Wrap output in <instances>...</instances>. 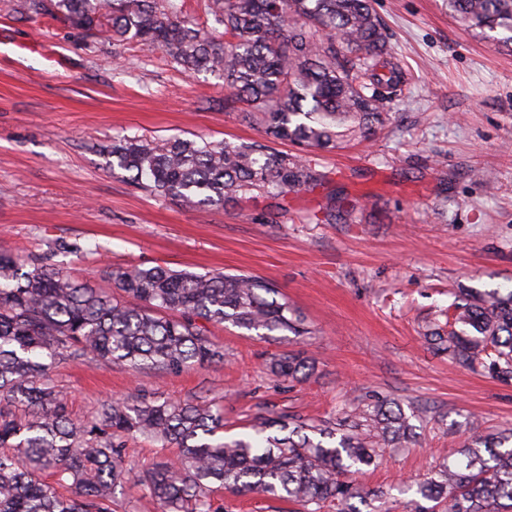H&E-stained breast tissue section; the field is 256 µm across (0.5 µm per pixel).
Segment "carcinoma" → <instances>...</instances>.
<instances>
[{"label": "carcinoma", "mask_w": 512, "mask_h": 512, "mask_svg": "<svg viewBox=\"0 0 512 512\" xmlns=\"http://www.w3.org/2000/svg\"><path fill=\"white\" fill-rule=\"evenodd\" d=\"M444 4L467 29L498 33L496 42L512 52V0ZM20 7L93 36L161 48L186 72L221 75L224 109L248 106L244 119L259 122L270 140L306 152L179 137L160 145L112 140V168L191 209L322 186L327 175L308 154L372 138L405 91L371 0H207L210 30L184 11V0H24ZM353 210L330 201L319 221L345 223ZM108 279L119 294L0 250V512H114L117 488L135 478L162 512H219L212 495L221 489L287 498L302 512H358L352 500L365 492L352 469L404 447L415 422L431 413L426 406L407 412L391 397L358 398L333 420L260 416L250 433L228 439L217 407L118 398L75 421L50 376L62 361L174 373L221 364L224 349L201 320L260 336L308 334L302 316L260 276L153 266L114 270ZM423 338L468 370L512 380V289H459ZM268 368L298 381L314 370L299 353L276 356ZM469 428L461 458L432 467L405 512H512V428ZM138 436L174 445L179 455L138 472L124 447Z\"/></svg>", "instance_id": "cac0c4a2"}]
</instances>
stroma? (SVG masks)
<instances>
[{"label":"stroma","instance_id":"stroma-1","mask_svg":"<svg viewBox=\"0 0 512 512\" xmlns=\"http://www.w3.org/2000/svg\"><path fill=\"white\" fill-rule=\"evenodd\" d=\"M20 3L0 0V246L50 254L97 287L130 265L250 273L273 281L311 330L298 344L209 323L223 363L180 373L59 365L51 378L73 417L113 398H192L223 409L229 436L258 416L333 417L376 391L476 415L488 433L512 428V382L451 363L420 333L450 289L512 288V52L460 27L443 0H372L408 79L390 122L371 141L316 154L322 187L198 212L114 174L105 148L123 136L266 142L221 108L223 78L83 37ZM332 197L356 205L354 223L315 222ZM56 241L62 250L49 252ZM298 347L315 363L310 379L269 374L272 357ZM468 436L430 422L354 479L386 501L411 499L419 475L455 460Z\"/></svg>","mask_w":512,"mask_h":512}]
</instances>
